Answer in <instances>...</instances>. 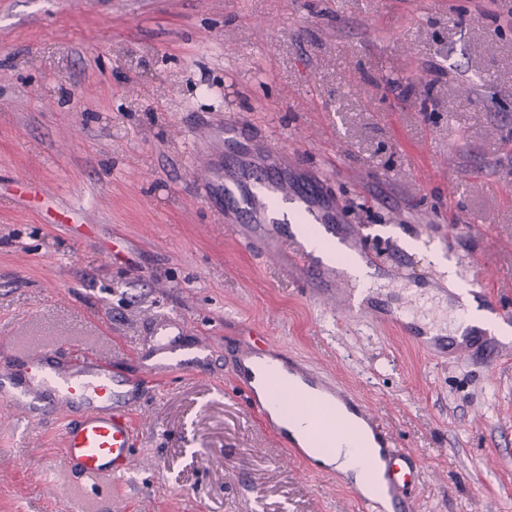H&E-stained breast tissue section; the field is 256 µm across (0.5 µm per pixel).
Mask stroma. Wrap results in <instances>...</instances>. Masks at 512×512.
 <instances>
[{"label": "stroma", "instance_id": "1", "mask_svg": "<svg viewBox=\"0 0 512 512\" xmlns=\"http://www.w3.org/2000/svg\"><path fill=\"white\" fill-rule=\"evenodd\" d=\"M229 120L366 240L364 316L225 236L200 171ZM436 251L512 315V0H0V337L139 383L121 479L67 465L84 405H0V512H357L236 389L253 332L414 455L415 512H512V352L437 359L397 328L456 311ZM169 319L211 352L157 375L142 355Z\"/></svg>", "mask_w": 512, "mask_h": 512}]
</instances>
